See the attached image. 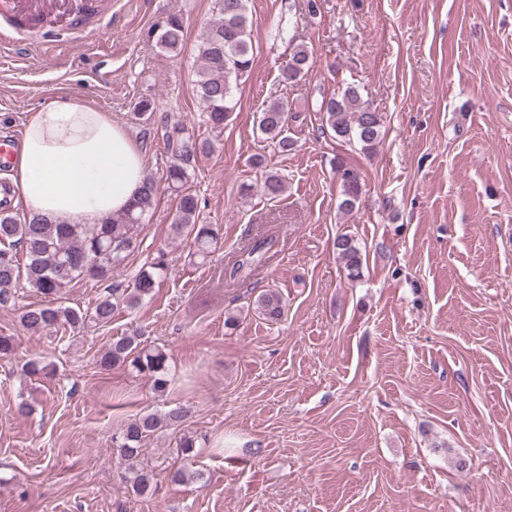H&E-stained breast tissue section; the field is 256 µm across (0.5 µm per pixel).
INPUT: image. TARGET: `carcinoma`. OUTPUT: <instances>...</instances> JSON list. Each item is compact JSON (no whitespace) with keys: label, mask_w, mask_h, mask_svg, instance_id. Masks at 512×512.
I'll return each instance as SVG.
<instances>
[{"label":"carcinoma","mask_w":512,"mask_h":512,"mask_svg":"<svg viewBox=\"0 0 512 512\" xmlns=\"http://www.w3.org/2000/svg\"><path fill=\"white\" fill-rule=\"evenodd\" d=\"M217 18L205 25L198 37L197 67L193 80L196 98L203 104L206 124L211 131L221 133L224 125L236 112V91L251 73L254 63L252 19L249 0H216ZM185 41L183 19L169 15L158 28L156 44L174 56L180 54ZM313 66V56L304 45L295 47L290 62L281 73V82L292 84L302 78ZM318 111L336 138L346 143L353 140L370 150L380 141L382 115L361 102L359 90L348 86L343 91L322 94ZM288 102L274 99L258 113L257 127L265 139L275 144L282 153L293 148L288 136ZM163 139L169 164L163 174L166 189L176 200L172 232L193 240L194 255L206 259L218 243L219 232L212 224L200 220L198 198L192 190L198 154L206 153L210 143L197 144L186 136L179 122H163ZM255 168L263 169L262 190L269 199L280 197L285 191L283 178L265 165V158L251 159ZM344 198L340 208L350 211L361 194L357 174L343 166L337 167ZM159 194L158 182L147 177L133 206L127 212L106 219L101 224H54L32 219L19 220L10 213H0V302L9 299L8 288L25 276L26 283L38 291L46 303L32 306L22 314L27 329L43 332L56 327L73 331L105 325L112 321L121 308H133L152 293L166 274L164 254H159L135 276L132 284L114 283L104 289L90 310L66 306L62 295L66 288L83 279L109 281L114 270L124 264L134 252V227L149 220ZM278 239L270 234L257 237L239 249L225 268L224 280H245L263 267ZM335 247L344 261L347 276L360 277L361 255L352 237H336ZM26 258L20 264L17 254ZM258 313L267 321L275 322L283 315V301L279 292L269 289L255 300ZM101 370L115 366H129L151 379L153 390L164 394L169 385L168 356L157 347L142 344L141 335L132 331L116 336L103 348L96 359ZM190 414L186 407H175L165 412L143 414L129 421L112 437L114 448L128 462L123 480L133 493L144 496L154 491L153 471L139 465L144 455L145 440L163 427L182 424Z\"/></svg>","instance_id":"obj_1"}]
</instances>
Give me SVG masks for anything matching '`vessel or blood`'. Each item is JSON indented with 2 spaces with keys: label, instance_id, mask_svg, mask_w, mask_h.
Returning a JSON list of instances; mask_svg holds the SVG:
<instances>
[{
  "label": "vessel or blood",
  "instance_id": "obj_1",
  "mask_svg": "<svg viewBox=\"0 0 512 512\" xmlns=\"http://www.w3.org/2000/svg\"><path fill=\"white\" fill-rule=\"evenodd\" d=\"M90 23L111 31V9L100 0H0V46L21 54L74 42Z\"/></svg>",
  "mask_w": 512,
  "mask_h": 512
}]
</instances>
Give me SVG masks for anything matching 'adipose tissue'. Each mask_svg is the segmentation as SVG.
<instances>
[{"mask_svg":"<svg viewBox=\"0 0 512 512\" xmlns=\"http://www.w3.org/2000/svg\"><path fill=\"white\" fill-rule=\"evenodd\" d=\"M145 164L140 143L124 126L71 95L32 112L10 171L28 216L99 224L132 205Z\"/></svg>","mask_w":512,"mask_h":512,"instance_id":"ef3b65f1","label":"adipose tissue"}]
</instances>
